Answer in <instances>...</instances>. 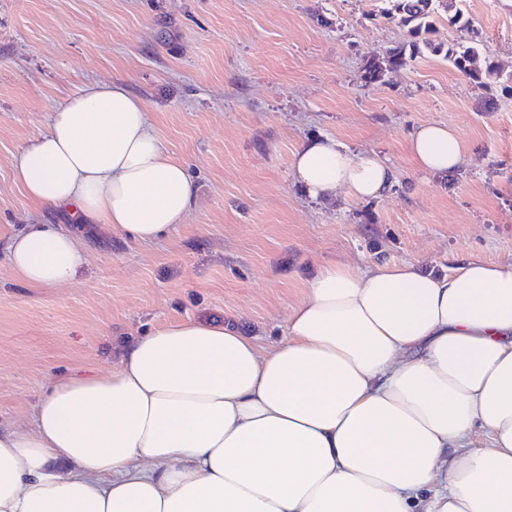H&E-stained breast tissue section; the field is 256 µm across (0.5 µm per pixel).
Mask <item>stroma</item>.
Returning <instances> with one entry per match:
<instances>
[{"label": "stroma", "instance_id": "1", "mask_svg": "<svg viewBox=\"0 0 512 512\" xmlns=\"http://www.w3.org/2000/svg\"><path fill=\"white\" fill-rule=\"evenodd\" d=\"M489 55L512 71V0H459ZM378 0H0V237L62 224L15 181L13 155L46 130L56 103L121 76L162 148L199 192L185 223L150 244L84 224V275L61 288L17 282L0 251V426L29 423L58 376L111 368L126 342L176 320L232 321L260 347L283 339L288 311L318 265L449 255L512 262V95L487 108L443 58L422 56L383 81L368 60L407 41ZM448 125L458 173L416 169L419 125ZM328 136L375 151L399 180L385 197L312 200L295 182L299 145Z\"/></svg>", "mask_w": 512, "mask_h": 512}]
</instances>
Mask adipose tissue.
I'll return each mask as SVG.
<instances>
[{
	"label": "adipose tissue",
	"instance_id": "adipose-tissue-1",
	"mask_svg": "<svg viewBox=\"0 0 512 512\" xmlns=\"http://www.w3.org/2000/svg\"><path fill=\"white\" fill-rule=\"evenodd\" d=\"M407 142L424 172L465 163L447 126ZM11 166L67 218L8 238L29 288L87 266L74 225L150 242L198 192L120 78L61 99ZM290 167L314 199H378L397 180L330 137ZM0 512H512V263L319 265L265 349L228 322L158 325L111 369L57 378L30 423L0 428Z\"/></svg>",
	"mask_w": 512,
	"mask_h": 512
}]
</instances>
